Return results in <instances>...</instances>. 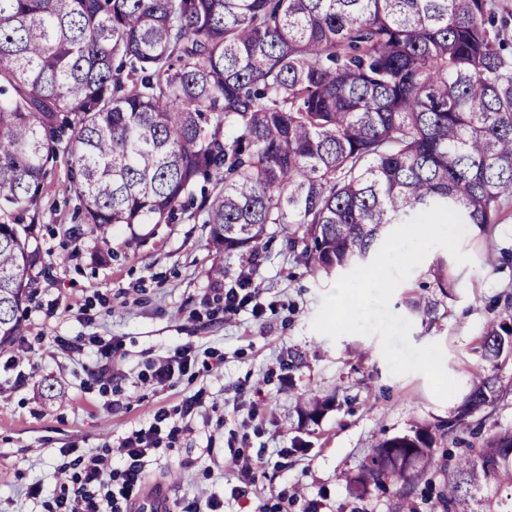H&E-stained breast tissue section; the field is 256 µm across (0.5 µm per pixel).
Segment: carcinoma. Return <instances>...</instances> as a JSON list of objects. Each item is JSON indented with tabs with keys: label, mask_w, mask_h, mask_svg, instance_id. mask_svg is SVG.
Listing matches in <instances>:
<instances>
[{
	"label": "carcinoma",
	"mask_w": 512,
	"mask_h": 512,
	"mask_svg": "<svg viewBox=\"0 0 512 512\" xmlns=\"http://www.w3.org/2000/svg\"><path fill=\"white\" fill-rule=\"evenodd\" d=\"M488 0H0V347L23 331L33 271L20 214L48 167L75 179L84 223L169 224L195 207L218 251L258 254L292 228L297 262L327 277L434 205L480 232L512 193V54ZM447 296L448 262L429 268ZM428 319L437 303L410 293ZM448 419L493 404L512 355V296ZM332 402L297 406L314 420ZM435 436L383 437L347 477L363 499L425 474ZM445 512H512V429L448 467Z\"/></svg>",
	"instance_id": "1"
}]
</instances>
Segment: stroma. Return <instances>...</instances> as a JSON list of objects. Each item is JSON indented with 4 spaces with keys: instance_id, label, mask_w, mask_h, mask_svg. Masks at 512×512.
<instances>
[{
    "instance_id": "obj_1",
    "label": "stroma",
    "mask_w": 512,
    "mask_h": 512,
    "mask_svg": "<svg viewBox=\"0 0 512 512\" xmlns=\"http://www.w3.org/2000/svg\"><path fill=\"white\" fill-rule=\"evenodd\" d=\"M65 164L43 183L38 206L23 216L43 261L34 296L23 307L25 332L0 348V512H57L64 472L77 458L113 445L129 429L168 412L177 429L146 459V480L173 512L188 500L217 495L224 512H445L439 500L446 451L442 427L461 395L438 400L419 373L392 374L378 337L318 334L311 322L332 280L296 263L282 226L271 225L260 257L215 254L209 228L181 214L169 224L106 232L82 223ZM504 220L467 230L468 264L450 262L452 297L431 321L410 315L411 290H432L419 265L395 290L390 309L409 317L410 341L440 344L444 368L467 386L489 305L512 294V196ZM497 258L487 265V254ZM221 262L226 274L208 271ZM246 278L250 301L224 313V292ZM119 343L112 379H96L100 352ZM196 349L188 374L171 386L151 379L154 363L179 345ZM503 394L467 417L459 433L512 429V357L499 370ZM331 398L318 422L299 423L301 393ZM197 397L190 414L185 400ZM259 419L249 422V410ZM435 425L436 445L423 478L399 489L350 497L345 475L357 472L375 442ZM262 456L265 474L248 498L231 495L236 449ZM42 493L30 498L28 490Z\"/></svg>"
}]
</instances>
